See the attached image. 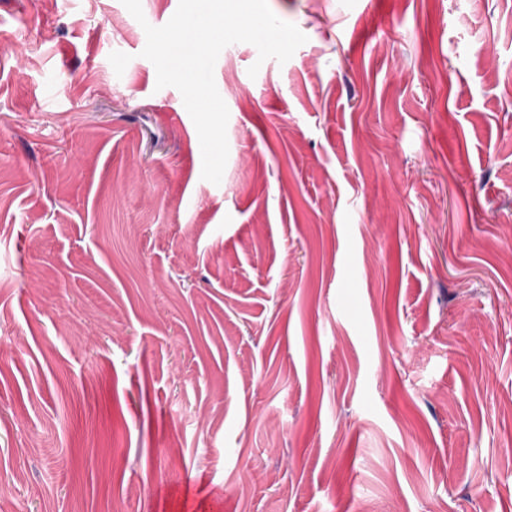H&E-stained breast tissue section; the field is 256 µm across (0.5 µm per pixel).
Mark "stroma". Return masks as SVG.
I'll return each mask as SVG.
<instances>
[{"mask_svg": "<svg viewBox=\"0 0 512 512\" xmlns=\"http://www.w3.org/2000/svg\"><path fill=\"white\" fill-rule=\"evenodd\" d=\"M268 3L216 185L121 0H0V512H512V0Z\"/></svg>", "mask_w": 512, "mask_h": 512, "instance_id": "35a3bbf8", "label": "stroma"}]
</instances>
